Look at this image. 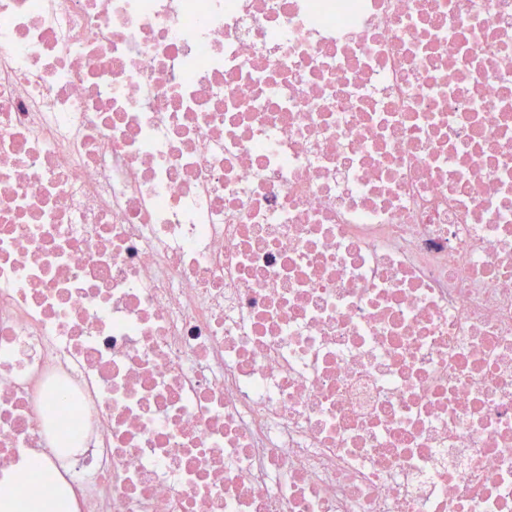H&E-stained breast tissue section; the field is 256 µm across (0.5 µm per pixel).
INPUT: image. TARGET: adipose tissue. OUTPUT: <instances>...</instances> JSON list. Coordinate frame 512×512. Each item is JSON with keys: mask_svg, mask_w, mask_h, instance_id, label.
<instances>
[{"mask_svg": "<svg viewBox=\"0 0 512 512\" xmlns=\"http://www.w3.org/2000/svg\"><path fill=\"white\" fill-rule=\"evenodd\" d=\"M55 482L54 468L45 467L35 474L28 466L19 467L0 481V512H71V503L44 495V488Z\"/></svg>", "mask_w": 512, "mask_h": 512, "instance_id": "1", "label": "adipose tissue"}]
</instances>
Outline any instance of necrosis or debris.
Wrapping results in <instances>:
<instances>
[{
  "label": "necrosis or debris",
  "instance_id": "1",
  "mask_svg": "<svg viewBox=\"0 0 512 512\" xmlns=\"http://www.w3.org/2000/svg\"><path fill=\"white\" fill-rule=\"evenodd\" d=\"M78 512H512V0H0V477Z\"/></svg>",
  "mask_w": 512,
  "mask_h": 512
}]
</instances>
